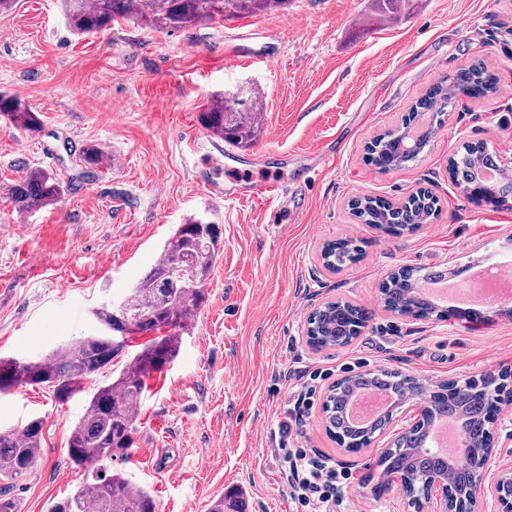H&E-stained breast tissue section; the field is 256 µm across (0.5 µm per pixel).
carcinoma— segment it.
Here are the masks:
<instances>
[{"label":"carcinoma","mask_w":512,"mask_h":512,"mask_svg":"<svg viewBox=\"0 0 512 512\" xmlns=\"http://www.w3.org/2000/svg\"><path fill=\"white\" fill-rule=\"evenodd\" d=\"M275 4L286 5L288 0H62L70 31L81 36L106 30L118 19L130 16L151 27L175 29L209 20H233L254 15ZM496 92L494 75L484 62L476 61L419 98L404 123L428 114L440 118L459 95ZM262 108L263 102L257 93L232 102L219 94L210 100L200 120L214 136L234 147H247L256 138V115ZM0 117L27 133L40 131L36 114L18 99L2 93ZM428 141L425 133L414 149H400L385 133L366 146V159L382 172L391 171L415 160ZM492 155L483 143H467L462 146L461 153L449 160V172L464 192L483 200L505 202L512 197V174L498 170L492 181L485 180L482 175L483 168L492 161ZM79 157L91 173L102 166V150L97 145L84 146ZM65 191L67 186L55 175L29 167L21 178L9 185L8 199L17 213L29 215L59 202ZM352 210L361 223L399 236L437 217V201L431 194L423 192L410 196L396 208L383 200L365 197L353 201ZM220 239L216 229L202 235L192 223L179 225L165 243L160 257L123 301L127 315L122 316L114 307L103 305L93 311L100 326L96 335L79 338L37 360L10 362L7 370H0V395L9 394L17 385H43L63 400L78 391L80 382L112 366V361L134 337L155 334L110 383L96 388L90 395L84 415L71 431L68 452L77 465L95 463L91 481L80 484L70 495L53 502L48 512H156L152 496L146 490L132 486L122 475L109 473L108 464L117 453L133 445V412L144 397L146 380L175 358L182 336L205 300ZM358 254L359 246L355 241L338 240L326 244L324 259L336 270L355 262ZM178 267L191 268L196 287L181 288L169 283L170 273ZM444 275L443 271L423 274L415 267H405L391 274L380 288L384 307L404 316L441 315L434 304L419 295L418 280L428 281ZM366 321L367 315L361 308L337 301L327 304L309 318V333L322 337L333 348L342 347L360 335ZM355 385L353 375L338 383L336 395L326 408L328 428L337 439L352 447L362 444L367 434L384 427L381 420L362 430L346 424L344 410L349 392ZM365 387L388 390L424 404L428 415L423 436H428L436 419L446 415L459 419L463 433L476 445L486 442L494 403L506 389L497 381L484 378L479 382L463 381L453 392L431 394L385 370L372 373ZM43 428V420L37 418L17 432L0 431V512H19V503L11 496V487L40 467ZM381 463L385 470L403 474L411 487L417 478L439 472L446 473L448 482L459 491L467 488L471 481V472L466 467L454 466L429 450H420L415 441L387 453ZM210 512H245L243 495L235 493L220 497L211 505Z\"/></svg>","instance_id":"obj_1"}]
</instances>
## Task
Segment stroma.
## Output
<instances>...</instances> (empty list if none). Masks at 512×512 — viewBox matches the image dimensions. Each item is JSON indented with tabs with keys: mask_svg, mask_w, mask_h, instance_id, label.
Listing matches in <instances>:
<instances>
[{
	"mask_svg": "<svg viewBox=\"0 0 512 512\" xmlns=\"http://www.w3.org/2000/svg\"><path fill=\"white\" fill-rule=\"evenodd\" d=\"M279 54L273 67L229 53L242 34ZM495 75L496 94L459 96L430 142L406 167L379 172L365 147L401 126L432 85L473 61ZM253 88L264 121L247 158L271 150L244 180L285 185L280 214L261 203L228 204L200 180L232 188L219 138L200 123L216 94ZM0 93L36 112L30 136L0 118V359L38 358L97 332L94 308L120 301L144 277L176 228L192 219L220 225L222 241L189 335L174 361L148 379L134 419V444L112 469L153 496L157 512H208L239 489L246 512H302L274 453L278 424L301 390L294 372H315L309 446L352 468L353 488L336 512H406L399 486L381 488L377 446L350 452L328 433L322 400L346 375L385 369L438 381L512 372V317L474 309L469 319L420 320L388 312L380 286L405 267L457 271L495 256L512 270V201L475 203L448 174L463 143L512 154V0H410L379 22L372 0H288L287 7L177 30L128 18L97 36L73 35L60 0H14L0 13ZM105 150L100 173L79 160ZM329 148V164L311 151ZM68 184L61 202L17 214L7 186L31 166ZM430 191L439 215L399 237L358 223L354 198L398 204ZM359 241L356 262L337 270L324 243ZM344 299L370 314L349 345L320 352L306 343L309 313ZM97 375L57 401L40 386L0 395V431L30 418L44 424L41 468L13 490L20 512L49 505L89 473L68 456Z\"/></svg>",
	"mask_w": 512,
	"mask_h": 512,
	"instance_id": "35a3bbf8",
	"label": "stroma"
}]
</instances>
